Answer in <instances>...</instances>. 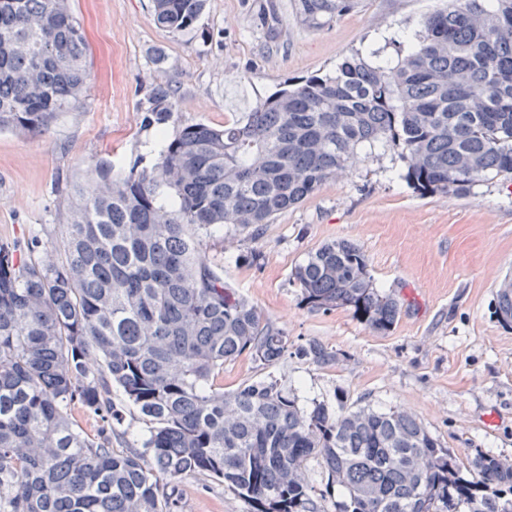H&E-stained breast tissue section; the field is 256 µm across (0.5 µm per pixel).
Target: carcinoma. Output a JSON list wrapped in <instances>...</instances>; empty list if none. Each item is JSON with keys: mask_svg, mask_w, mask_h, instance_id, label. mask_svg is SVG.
Masks as SVG:
<instances>
[{"mask_svg": "<svg viewBox=\"0 0 512 512\" xmlns=\"http://www.w3.org/2000/svg\"><path fill=\"white\" fill-rule=\"evenodd\" d=\"M206 0H152L155 21L191 28ZM308 26L354 0H294ZM356 52L334 74L283 88L222 127L185 126L151 168L98 163L71 192L58 261L0 242V512H178V484L203 476L253 512H512V462L463 460L413 414L337 398L338 411L255 382L218 380L244 352L272 365L288 337L224 284L202 238L257 230L340 175L359 148H397L421 195L466 194L512 176V0H450L425 16L396 65ZM87 46L68 0H0V129L41 131L85 91ZM154 122L171 91L148 98ZM479 175H469L471 166ZM302 301L345 308L386 333L398 301L374 283L357 244H324L295 268ZM298 353L326 365L310 342ZM123 402L112 400V388ZM143 449L112 447L125 405ZM98 415L87 433L71 417Z\"/></svg>", "mask_w": 512, "mask_h": 512, "instance_id": "carcinoma-1", "label": "carcinoma"}]
</instances>
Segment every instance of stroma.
I'll return each mask as SVG.
<instances>
[{"label":"stroma","mask_w":512,"mask_h":512,"mask_svg":"<svg viewBox=\"0 0 512 512\" xmlns=\"http://www.w3.org/2000/svg\"><path fill=\"white\" fill-rule=\"evenodd\" d=\"M444 0H356L330 24L311 28L294 0H207L186 33L157 25L151 0H69L88 43L92 80L81 103L39 133L0 131V241L34 256L59 243L75 183L100 160L115 170L152 167L160 139L179 128L214 127L252 111L282 87L335 70L353 52L397 61L407 35ZM169 82L172 112L148 122L147 98ZM393 149L358 153L345 174L258 232L228 227L204 238L224 281L288 338L266 365L243 353L224 365V388L260 381L296 390L303 405L349 402L414 413L458 455L476 449L512 460V327L495 314L496 291L512 274V180L470 193L420 195ZM365 251L375 284L397 299L389 332L344 309L314 310L293 273L336 240ZM316 341L336 355L318 365L297 354ZM180 512H250L224 485L203 477L179 485Z\"/></svg>","instance_id":"1"}]
</instances>
